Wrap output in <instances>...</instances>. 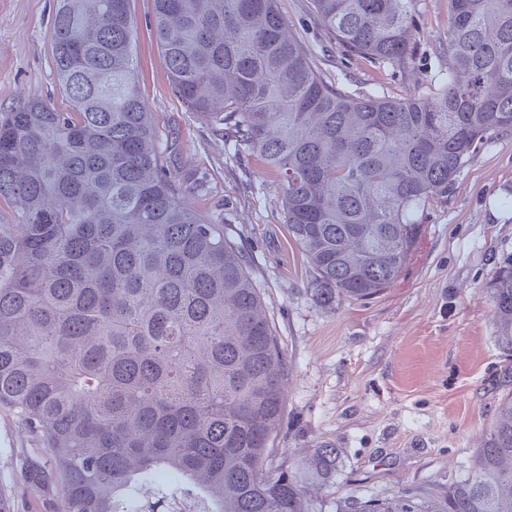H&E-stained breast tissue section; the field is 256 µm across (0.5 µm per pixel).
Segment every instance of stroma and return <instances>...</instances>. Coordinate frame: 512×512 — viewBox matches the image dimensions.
I'll return each instance as SVG.
<instances>
[{
	"label": "stroma",
	"instance_id": "1",
	"mask_svg": "<svg viewBox=\"0 0 512 512\" xmlns=\"http://www.w3.org/2000/svg\"><path fill=\"white\" fill-rule=\"evenodd\" d=\"M56 0H0V112L36 95L66 107L52 56ZM328 84L350 94L426 96L448 69V0H421L407 67L345 52L308 0H278ZM140 96L168 165L194 204L230 225L250 261L290 368L286 406L269 460L296 469L314 448L340 456L336 476L308 487L318 512L351 502L407 495L431 512L448 482L469 466L493 421L504 381L486 294L512 258V134L478 147L447 197L420 217L423 234L401 278L383 295L326 308L311 272L288 238L275 175L235 157L231 141L189 112L175 94L152 26L153 0H132ZM31 442L0 413V485L13 512H43L21 478Z\"/></svg>",
	"mask_w": 512,
	"mask_h": 512
}]
</instances>
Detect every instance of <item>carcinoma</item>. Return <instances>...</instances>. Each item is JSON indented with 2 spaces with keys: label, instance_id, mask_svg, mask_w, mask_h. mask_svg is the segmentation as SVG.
<instances>
[{
  "label": "carcinoma",
  "instance_id": "obj_1",
  "mask_svg": "<svg viewBox=\"0 0 512 512\" xmlns=\"http://www.w3.org/2000/svg\"><path fill=\"white\" fill-rule=\"evenodd\" d=\"M184 106L276 174L323 306L379 297L474 151L512 133V0H450L448 73L399 100L329 85L277 0H153ZM419 0H311L336 41L404 65ZM130 0H57L68 108L0 112V412L48 512H314L334 448L272 472L288 362L246 257L188 202L138 91ZM512 382V259L486 288ZM173 474L175 484L142 481ZM348 512H415L400 496ZM432 512H512V392Z\"/></svg>",
  "mask_w": 512,
  "mask_h": 512
}]
</instances>
